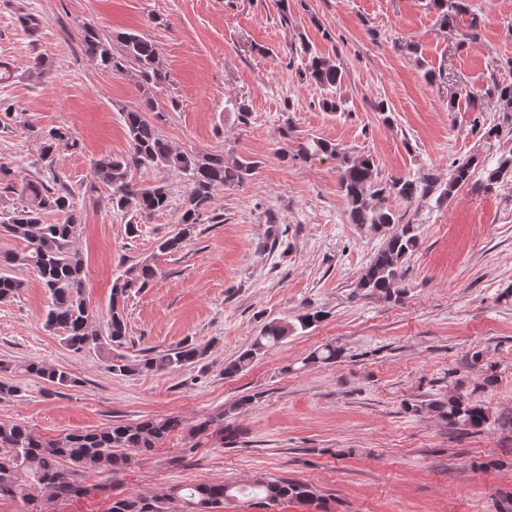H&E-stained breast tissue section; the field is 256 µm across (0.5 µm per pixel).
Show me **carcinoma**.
<instances>
[{"mask_svg": "<svg viewBox=\"0 0 512 512\" xmlns=\"http://www.w3.org/2000/svg\"><path fill=\"white\" fill-rule=\"evenodd\" d=\"M442 24L460 21L472 13L470 0H431ZM121 44L116 54L112 42ZM83 51L99 65L123 74L132 69L144 95L139 110L122 113L130 143L129 154L114 158L103 155L94 162V174L99 183L111 189L112 208L132 211L139 221L126 225V233L135 237L140 233V221L168 207V192L163 185L139 187L129 180L133 168H169L178 171L189 182V193L177 231L158 243L160 252H176L183 248L208 213L214 191L224 186L239 185L255 170L247 159L227 161L224 154H193L174 149L161 138L156 127L145 118V113L157 109V94L169 82V73L159 59V47L150 38L137 31L104 34L95 26L86 24L80 38ZM307 61L301 76L326 92L322 107L327 112L341 109L337 93L343 80L342 67L318 53L302 40L294 47ZM494 94L502 105L503 123L490 126L482 134L485 143L500 140L503 133L512 134V78L494 83ZM71 135L65 128L52 129L42 145L47 156L57 144L69 142ZM329 155L339 159L342 175L340 188L348 205V216L353 224L367 225L375 231L400 224V217L390 207L389 200L410 201L416 197L437 195L444 202L459 185L473 175L475 157L454 162L448 170V182L442 184L435 174L426 172L416 178L392 177L378 179L373 161L364 156L341 152L336 144L314 138L299 143L296 157L308 159L314 155ZM512 178V152L503 154L496 167L489 170L486 186L491 187L506 178ZM57 177L48 182L41 177L25 181L21 189L23 204L0 218V226L26 242L20 252L0 256V301L16 297L23 282L8 273V269L28 266L35 270L49 293L50 305L44 327L61 333L65 346L74 353L95 347L102 354L105 369L112 375L139 372L170 373L199 363L208 352V345L185 342L174 348L149 354L137 361L121 352L128 336L125 303L134 290L148 287L157 277L156 266L139 261L125 268L112 282L109 300V318L104 335L90 326V312L84 297L82 271L85 260L75 246L77 215L74 196L66 188L55 187ZM58 220L47 222L46 215ZM419 246V233L413 224H400L390 233L384 245L364 269L357 288L365 295L391 300L398 295L396 285L401 281L402 265L408 255ZM323 313L306 312L290 325L280 319L265 323L249 348L224 365V376L233 377L245 370L261 354L281 344L297 329L306 330L320 322ZM343 357V350L325 345L310 353L303 366L334 363ZM25 372L56 386L75 383L71 374L62 368L44 362H30ZM428 410L449 425H463L481 432L493 424L488 407L460 393L431 402ZM185 430L193 437L207 436L219 442H232L237 430L224 425V413L202 417L189 423L177 416L148 418L136 423L115 422L102 429L67 433L56 437L34 434L17 422H0V500L19 501L25 512H46V502L66 500L88 495L100 485L91 478L100 472H116L134 460L159 447L168 436ZM250 489L262 503L276 505L283 500L312 504L319 500L318 490L305 482L289 479H257ZM235 497V490L224 482L200 483L188 487H173L153 495L128 494L112 500L110 512H213Z\"/></svg>", "mask_w": 512, "mask_h": 512, "instance_id": "carcinoma-1", "label": "carcinoma"}]
</instances>
